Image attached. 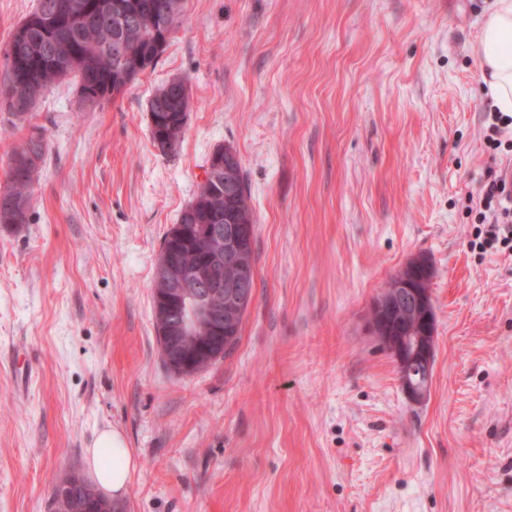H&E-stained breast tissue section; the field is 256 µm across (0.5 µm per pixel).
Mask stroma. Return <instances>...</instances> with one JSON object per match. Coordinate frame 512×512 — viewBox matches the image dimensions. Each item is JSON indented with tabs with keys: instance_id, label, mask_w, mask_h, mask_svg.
<instances>
[{
	"instance_id": "35a3bbf8",
	"label": "stroma",
	"mask_w": 512,
	"mask_h": 512,
	"mask_svg": "<svg viewBox=\"0 0 512 512\" xmlns=\"http://www.w3.org/2000/svg\"><path fill=\"white\" fill-rule=\"evenodd\" d=\"M492 0H185L155 67L80 106L0 111V167L40 129L30 221L0 227V512H53L107 427L135 460L112 512H512V251L471 248L512 152L487 141ZM177 151L151 140L170 78ZM256 218L234 350L181 377L154 327L162 241L213 150ZM433 269V378L411 400L366 330L411 259ZM167 83L150 100V112H158V118L162 120L157 123L156 130L151 128L152 143L157 150V141L162 143L163 133L170 125L176 127L169 129L164 141L168 148L178 147L190 112V96L183 94V90L167 89Z\"/></svg>"
}]
</instances>
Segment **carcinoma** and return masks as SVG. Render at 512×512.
I'll return each instance as SVG.
<instances>
[{
	"label": "carcinoma",
	"mask_w": 512,
	"mask_h": 512,
	"mask_svg": "<svg viewBox=\"0 0 512 512\" xmlns=\"http://www.w3.org/2000/svg\"><path fill=\"white\" fill-rule=\"evenodd\" d=\"M107 0H37L35 9L14 30L3 48L4 69L0 72V110L23 124L51 85L73 79L81 105L95 106L124 92L147 69L155 67L158 56H147L154 35L160 33L155 4L162 0H137L139 13L129 19L103 20L99 5ZM150 111L161 123L151 131L152 143L163 140L169 126L187 124L190 96L162 86L150 100ZM47 143L39 132L14 146L3 169V188L12 206L0 205V226L16 229L29 223L32 180L25 175L30 156L43 160ZM210 183H202L195 197L181 211L178 224L165 235L161 250L176 257L190 254L194 260L206 257L194 238L195 227L206 224L212 206ZM240 207L244 223H255L245 172L239 174ZM69 498L87 502L101 512V502H92L93 490L77 475L64 478Z\"/></svg>",
	"instance_id": "cac0c4a2"
}]
</instances>
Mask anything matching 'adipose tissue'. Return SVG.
<instances>
[{
  "label": "adipose tissue",
  "mask_w": 512,
  "mask_h": 512,
  "mask_svg": "<svg viewBox=\"0 0 512 512\" xmlns=\"http://www.w3.org/2000/svg\"><path fill=\"white\" fill-rule=\"evenodd\" d=\"M481 77L496 111L512 113V0H494L478 38ZM87 465L99 492L117 498L134 467L123 434L115 428L98 433L87 450Z\"/></svg>",
  "instance_id": "1"
}]
</instances>
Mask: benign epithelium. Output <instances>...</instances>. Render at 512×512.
Masks as SVG:
<instances>
[{"label":"benign epithelium","mask_w":512,"mask_h":512,"mask_svg":"<svg viewBox=\"0 0 512 512\" xmlns=\"http://www.w3.org/2000/svg\"><path fill=\"white\" fill-rule=\"evenodd\" d=\"M238 157L232 151L218 149L211 155L203 179L216 186V197H224V209H215L212 219L222 224H203L199 237L210 249V262L187 264L182 260L162 257L156 265L154 298L162 311L166 326L162 336L164 348L179 360L183 375L191 376L207 361L209 349L221 337H230L244 308L251 304L253 293L246 291L252 276L245 263V251L254 236V225L237 222L232 203L238 193ZM224 266L238 271L237 279L223 282L215 276ZM414 269L405 265L374 301L368 323L369 333L385 347L393 348L403 372L417 369L424 377L402 381L407 395L422 399L432 378L434 331L430 307V289L415 286ZM423 315L415 336H401L403 321Z\"/></svg>","instance_id":"7a95c632"}]
</instances>
